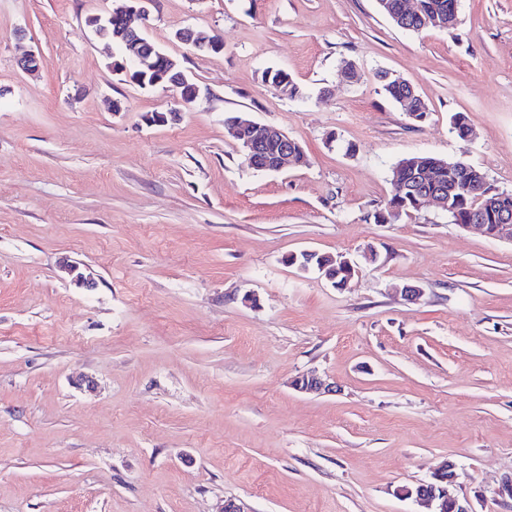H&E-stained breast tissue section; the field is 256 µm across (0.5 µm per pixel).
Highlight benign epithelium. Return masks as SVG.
Here are the masks:
<instances>
[{"mask_svg": "<svg viewBox=\"0 0 512 512\" xmlns=\"http://www.w3.org/2000/svg\"><path fill=\"white\" fill-rule=\"evenodd\" d=\"M151 2L152 0H114L107 18L91 15L87 24L97 29L103 20H119V37L122 38L127 53L120 59L112 60L110 68L113 73L128 75L130 70L138 69L141 79L149 80L153 86L163 83L179 97L186 88H191L190 100L193 101L199 94V88L190 76L178 67L176 59L160 50L141 30L131 26V18L134 16L147 20V4ZM176 39L189 42L194 48L201 47L208 52H219L223 47L222 39L214 38L204 42L194 31L180 32L176 34ZM227 124L232 127L235 137L241 141V150L246 162L255 170L280 172L305 161L303 149L284 132L248 117L231 119ZM415 200L419 208L434 203L445 211L449 210L448 194L443 190H418L415 192ZM461 228H474L490 238L512 241V213L499 209L494 212V223L484 224L472 218L470 223L461 225ZM293 261L298 263V268L302 271L309 270L310 264L317 262L318 271L332 282L336 281L335 277L329 275L333 270L345 275L348 281L357 271L356 263L341 253L327 256L313 250H304L294 255ZM293 386L298 391L308 394L336 391V384L314 374L296 378ZM456 478L455 466L445 462L433 473L430 480L421 482L414 488L404 487L400 492L405 497L413 498L424 505L428 512H468L456 494Z\"/></svg>", "mask_w": 512, "mask_h": 512, "instance_id": "1", "label": "benign epithelium"}]
</instances>
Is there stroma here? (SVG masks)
Returning a JSON list of instances; mask_svg holds the SVG:
<instances>
[{
  "mask_svg": "<svg viewBox=\"0 0 512 512\" xmlns=\"http://www.w3.org/2000/svg\"><path fill=\"white\" fill-rule=\"evenodd\" d=\"M111 8L0 0V512H419L401 488L446 461L470 512H512V242L433 205L375 221L414 154L512 191V0H458L455 27L418 33L376 0H153L145 34L200 88L183 106L111 72L85 23ZM228 112L305 164L252 169ZM304 250L358 271L335 287L289 265ZM311 373L337 392L293 388ZM197 32H200V34L203 35L202 39H207L212 36V31L207 30V29H200L195 32L194 31L179 32L178 34H176L175 37L178 40L190 42L194 46V48H196L197 50L200 49V46L202 44H204L203 49L208 52H211V51L219 52L222 50V47H223L222 38H214V39H210V40L208 39L207 41L204 42L201 40V36ZM387 73L381 72L378 75V78L381 83L382 90L385 92V94L390 97L393 101L398 103L400 106L403 103V99H407L406 107L409 112H407L408 116L412 119H415L418 113H411V112H419L418 117H424L426 115L427 109L426 105L423 102V100L420 98V96L416 92V97L414 93L413 86L409 83H406L407 86L403 82H398L397 78H384L382 75ZM409 89H408V88ZM410 90V91H409ZM410 92L409 99L408 93ZM414 97V98H412Z\"/></svg>",
  "mask_w": 512,
  "mask_h": 512,
  "instance_id": "stroma-1",
  "label": "stroma"
}]
</instances>
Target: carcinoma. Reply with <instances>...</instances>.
I'll return each instance as SVG.
<instances>
[{"label": "carcinoma", "instance_id": "obj_1", "mask_svg": "<svg viewBox=\"0 0 512 512\" xmlns=\"http://www.w3.org/2000/svg\"><path fill=\"white\" fill-rule=\"evenodd\" d=\"M457 0H419L421 4L420 13L407 19L406 22L399 21L401 17V0H382L379 9L395 24L406 31L419 32L428 28L436 27V21L448 17V11L452 10ZM270 82L279 87L281 92L293 99L301 95V90L294 82L290 74L282 69H271L267 71ZM382 90L393 101L400 104L406 103L410 112H417L419 116L426 115L427 109L423 100L416 96L408 98L409 89L396 78L379 77ZM432 156H410L400 160V163H412L409 168V177L419 187L429 190L433 188L444 189L451 193L452 199L458 200V219L462 222L472 216L482 218L483 223H492L491 213L488 209L489 197L485 196L487 189L483 188L476 171H471L470 176H465V168L459 167L453 172L448 168L433 165Z\"/></svg>", "mask_w": 512, "mask_h": 512}]
</instances>
